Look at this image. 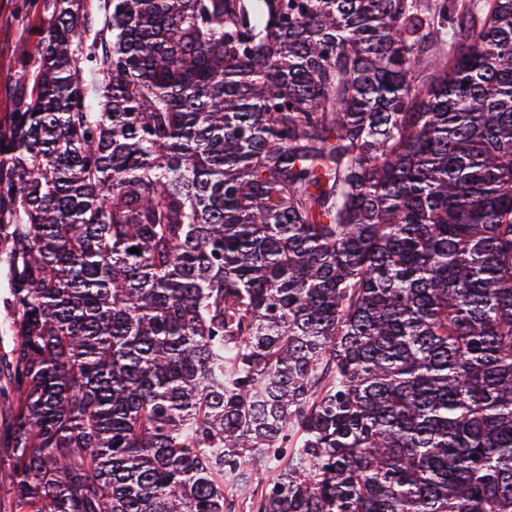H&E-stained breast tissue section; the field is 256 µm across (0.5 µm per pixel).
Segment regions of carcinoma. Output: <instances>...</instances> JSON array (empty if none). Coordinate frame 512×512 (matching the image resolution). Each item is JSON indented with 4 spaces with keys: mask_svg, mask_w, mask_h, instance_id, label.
I'll list each match as a JSON object with an SVG mask.
<instances>
[{
    "mask_svg": "<svg viewBox=\"0 0 512 512\" xmlns=\"http://www.w3.org/2000/svg\"><path fill=\"white\" fill-rule=\"evenodd\" d=\"M85 2L0 126L14 512H512V0Z\"/></svg>",
    "mask_w": 512,
    "mask_h": 512,
    "instance_id": "carcinoma-1",
    "label": "carcinoma"
}]
</instances>
